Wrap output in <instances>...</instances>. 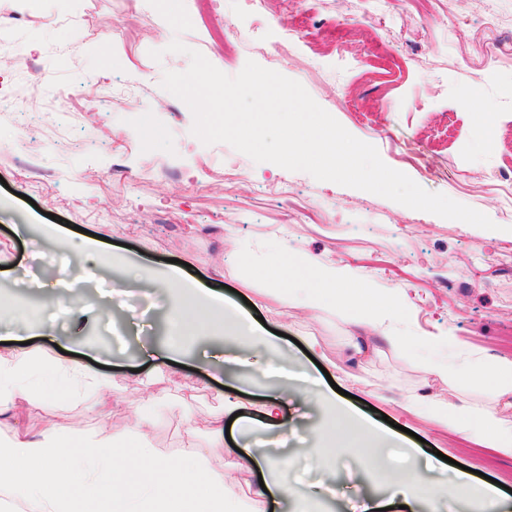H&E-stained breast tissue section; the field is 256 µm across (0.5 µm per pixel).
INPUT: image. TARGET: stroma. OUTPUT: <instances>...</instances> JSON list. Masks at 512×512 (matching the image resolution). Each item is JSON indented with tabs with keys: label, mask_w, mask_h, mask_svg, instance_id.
<instances>
[{
	"label": "stroma",
	"mask_w": 512,
	"mask_h": 512,
	"mask_svg": "<svg viewBox=\"0 0 512 512\" xmlns=\"http://www.w3.org/2000/svg\"><path fill=\"white\" fill-rule=\"evenodd\" d=\"M290 25L307 30V40H288ZM176 39L227 75L252 60L298 81L389 167L484 213L494 229L257 163L224 143L203 144L191 132L188 106L161 86L164 72L190 65L186 53L168 52ZM0 50L31 64L22 76L0 73V96L14 102L0 112V290H12L20 306L40 307V321L52 328L32 339L25 324L0 321V352L9 335L51 358L79 357L110 380L102 395L23 405L31 431L52 425L125 439L144 414L154 422L150 448L168 459L179 458L189 436L214 468L228 471L237 442L277 451L275 473L297 493L276 512H364L367 498L390 502L395 465L381 444L335 450L321 435V394L336 385L337 403L381 431L396 423L422 437L410 463L423 482L441 484V512H481L489 477L512 489L511 460L457 439L428 413L400 409L427 384L449 400L492 408L483 386L431 379L424 362L512 356V205L494 177L512 162L505 140L512 0H268L262 17L242 0H175L171 8L163 0H0ZM154 50L161 60L151 58ZM100 82L108 94L85 111ZM57 83L73 95L62 112L47 94ZM467 90L480 108L463 100ZM22 125L43 140L27 168L15 153ZM106 209L110 220H100ZM57 217L64 227L47 236ZM91 233L115 253L112 264L82 253ZM302 254L336 264L344 282L399 298V331L453 336L457 347L402 354L384 347L355 369L343 357L352 334L345 318L278 299L270 267ZM175 259L188 277L224 288L235 306L253 303L268 330L283 334L281 364L309 375L286 407L285 444L272 446L256 423L228 440L210 433L223 405L238 403L255 416L276 379L262 365L226 376L216 346L242 356L248 349L213 333L168 344L171 300L156 282ZM130 271L145 281L116 296L111 319L100 320L102 295ZM65 287L77 296L75 310L57 304ZM162 361L164 372L146 380ZM313 448L336 452V492L317 499L306 495L319 476ZM457 463L478 472L466 498L447 481Z\"/></svg>",
	"instance_id": "1"
}]
</instances>
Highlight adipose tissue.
<instances>
[{
  "mask_svg": "<svg viewBox=\"0 0 512 512\" xmlns=\"http://www.w3.org/2000/svg\"><path fill=\"white\" fill-rule=\"evenodd\" d=\"M272 275L287 285L292 306L317 310L330 305L346 315L353 329L348 353L353 363H362L383 346L406 352L415 342L414 337L390 330V322L398 316L393 299L381 294L360 299L338 289L335 266H319L306 258L297 269L282 262ZM161 286L172 298V314L182 332L208 327L247 344L258 357L277 348L275 337L241 313L230 312L222 296L201 286L187 287L180 270L168 272ZM427 371L463 385L491 380L497 410L470 409L424 389L406 399L404 411L414 415L429 411L435 424L457 437L512 458V358H500L489 368H454L433 359ZM39 382L70 392L91 387L103 391L109 386L105 375L77 361H49L32 349L0 354V427L11 431L9 437H0V497L16 501L20 512H261L257 507L227 510L224 472L213 469L193 443H186L179 461L154 456L146 446L152 426L148 416L139 418L130 445L92 436L67 439L52 426L29 433L22 427L19 409L31 400ZM325 415L326 434L338 436L341 444L352 448L362 447L374 431L357 413L333 401ZM236 467L246 474L260 472L265 488L258 491V498L293 497V486L274 477L268 456L242 446Z\"/></svg>",
  "mask_w": 512,
  "mask_h": 512,
  "instance_id": "1",
  "label": "adipose tissue"
}]
</instances>
